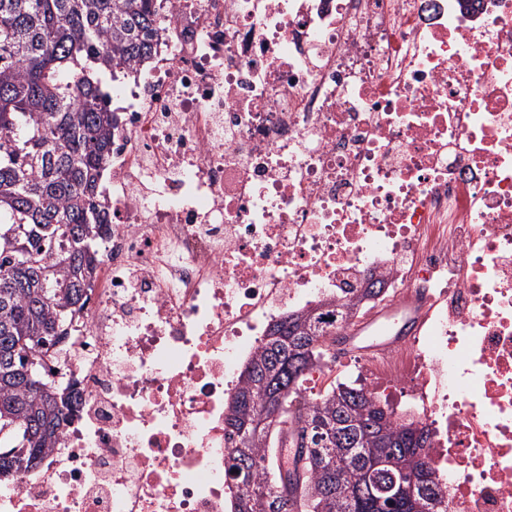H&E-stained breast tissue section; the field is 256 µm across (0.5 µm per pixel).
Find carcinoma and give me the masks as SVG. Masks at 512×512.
I'll use <instances>...</instances> for the list:
<instances>
[{
    "mask_svg": "<svg viewBox=\"0 0 512 512\" xmlns=\"http://www.w3.org/2000/svg\"><path fill=\"white\" fill-rule=\"evenodd\" d=\"M163 23L153 0H0V431L12 427L38 465L78 391L41 389L30 371L55 360L84 310L112 229L100 183L116 118L100 74L148 59ZM380 292L371 283L335 306L336 319ZM327 328L319 309L289 314L241 372L224 414L235 512H443L432 429L395 420L362 384L302 396L324 360L311 337ZM288 387L312 448L301 473L268 481L275 457L256 418ZM23 472L0 448V477Z\"/></svg>",
    "mask_w": 512,
    "mask_h": 512,
    "instance_id": "cac0c4a2",
    "label": "carcinoma"
}]
</instances>
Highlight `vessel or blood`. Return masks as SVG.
<instances>
[{"mask_svg":"<svg viewBox=\"0 0 512 512\" xmlns=\"http://www.w3.org/2000/svg\"><path fill=\"white\" fill-rule=\"evenodd\" d=\"M424 309L414 299L407 298L374 312L360 325L345 333L337 352L344 357H370L384 351L388 344H400L417 335Z\"/></svg>","mask_w":512,"mask_h":512,"instance_id":"b4317fda","label":"vessel or blood"}]
</instances>
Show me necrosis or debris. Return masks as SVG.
I'll return each mask as SVG.
<instances>
[{
    "mask_svg": "<svg viewBox=\"0 0 512 512\" xmlns=\"http://www.w3.org/2000/svg\"><path fill=\"white\" fill-rule=\"evenodd\" d=\"M112 94L79 391L0 512H234L224 407L270 324L382 279L366 358L436 430L448 512H512V0H159Z\"/></svg>",
    "mask_w": 512,
    "mask_h": 512,
    "instance_id": "4bbe7bcc",
    "label": "necrosis or debris"
}]
</instances>
